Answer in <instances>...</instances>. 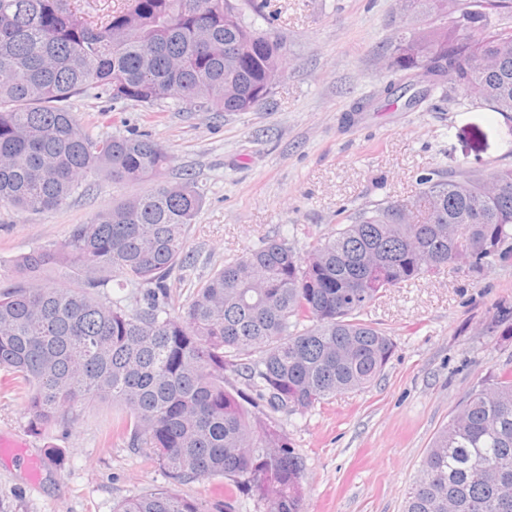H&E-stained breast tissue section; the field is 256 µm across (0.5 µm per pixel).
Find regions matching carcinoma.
Listing matches in <instances>:
<instances>
[{"mask_svg": "<svg viewBox=\"0 0 512 512\" xmlns=\"http://www.w3.org/2000/svg\"><path fill=\"white\" fill-rule=\"evenodd\" d=\"M411 2L420 17L411 43L393 45L400 79L381 96L412 110L455 94L512 112V0H456L451 19L445 0ZM282 59L236 0H123L96 16L73 0H0V204L59 209L89 171L152 182L17 258L0 292V390L27 394L29 430L110 401L122 409L113 429L164 470L168 485L114 512H200L177 487L212 476L266 512H304L303 460L258 402L304 412L367 387L395 349L363 318L372 303L455 271L469 242L471 273L512 254V167L431 173L417 211L405 200L342 209L336 231L303 253L265 239L174 306L168 280L188 263L201 195L166 179L172 157L151 135L98 136L63 102L97 90L114 103L249 112L272 95ZM128 287L142 292L134 309ZM228 373L255 397L227 390ZM404 512H512L511 367L468 392L435 436Z\"/></svg>", "mask_w": 512, "mask_h": 512, "instance_id": "carcinoma-1", "label": "carcinoma"}]
</instances>
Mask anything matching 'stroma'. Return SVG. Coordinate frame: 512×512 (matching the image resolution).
<instances>
[{
  "mask_svg": "<svg viewBox=\"0 0 512 512\" xmlns=\"http://www.w3.org/2000/svg\"><path fill=\"white\" fill-rule=\"evenodd\" d=\"M263 12L286 65L271 98L252 111L207 112L177 99L115 106L91 94L65 103L78 120H94L96 134L149 132L174 158L168 180H191L201 194L190 260L169 280L176 296L263 239L283 238L302 252L335 229L340 208L416 199L428 173L512 165V112L452 101L407 111L378 101L391 77V42L414 17L405 0H265ZM369 97L371 110L351 116ZM149 188L90 172L59 209L0 205V291L17 257ZM505 305L512 307V257L478 275L447 272L391 289L369 307V320L396 345L376 380L302 413L272 414L303 460L306 512H404L437 432L466 393L512 363V333L491 325ZM116 412L94 402L36 436L26 394H1L0 440L22 442L36 470L0 454V512H113L167 485L148 453L108 437ZM50 448L61 452L60 465L46 464ZM225 484L196 480L179 491L201 512H224L228 503L233 512H265L255 495L228 493Z\"/></svg>",
  "mask_w": 512,
  "mask_h": 512,
  "instance_id": "stroma-1",
  "label": "stroma"
}]
</instances>
